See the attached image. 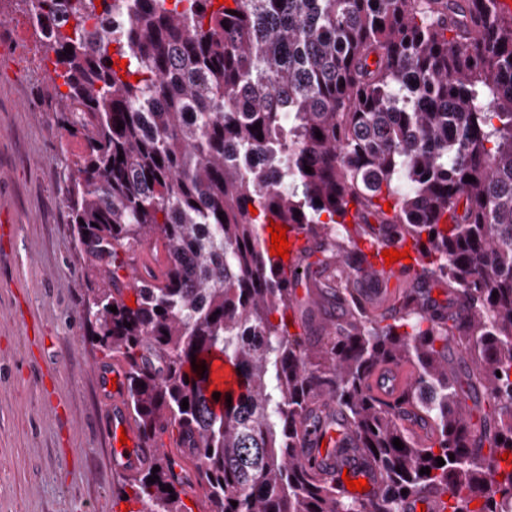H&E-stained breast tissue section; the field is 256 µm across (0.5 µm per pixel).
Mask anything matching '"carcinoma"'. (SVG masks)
Returning a JSON list of instances; mask_svg holds the SVG:
<instances>
[{
	"mask_svg": "<svg viewBox=\"0 0 512 512\" xmlns=\"http://www.w3.org/2000/svg\"><path fill=\"white\" fill-rule=\"evenodd\" d=\"M22 2L84 140L70 168L82 250L100 264L152 238L166 246L164 281L130 289L135 306L97 288L83 315L124 361L144 441L163 423L192 440L208 512H402L425 490L449 493L451 512H512V18L495 0ZM351 211L357 238L372 219L410 238L422 281L461 296L464 313L440 318L405 290L384 324L345 284L332 294L344 333L290 332L294 289L266 226L323 237L363 265L332 239ZM450 341L487 393V456L448 375ZM216 361L237 389L215 383ZM384 363L414 375L392 402L367 386ZM324 397L381 472L371 498L300 459L308 407ZM407 407L428 443L403 425ZM127 485L138 512H191L165 453Z\"/></svg>",
	"mask_w": 512,
	"mask_h": 512,
	"instance_id": "1",
	"label": "carcinoma"
}]
</instances>
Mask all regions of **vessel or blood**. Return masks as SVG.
I'll list each match as a JSON object with an SVG mask.
<instances>
[{
    "mask_svg": "<svg viewBox=\"0 0 512 512\" xmlns=\"http://www.w3.org/2000/svg\"><path fill=\"white\" fill-rule=\"evenodd\" d=\"M287 240L290 244L288 261L294 271L303 268L306 258L325 250L321 242L309 241L294 233L288 234ZM119 260L121 268L114 279V286L122 292L139 281L159 283L167 270L165 252L155 244L120 250ZM369 279L370 287L362 289L361 294L367 312L378 318L391 314V283L404 280L416 287L421 284L415 268L404 267L396 262L388 266L377 260L371 265ZM317 285L316 279H309L307 289L298 291L293 302L295 313L307 323L311 322L312 314L320 302ZM95 376L102 401L104 432L111 445L109 461L112 467L127 475L147 468L152 464L155 453L144 448L141 432L130 413L124 395L123 364L99 366ZM410 380L411 376L406 369L384 365L371 376L369 387L380 399L389 400L398 395ZM310 410L315 427L306 435L302 444L303 456L312 461L318 470L338 477L346 474L353 480L366 479L370 493H377L380 487L378 468L359 448L353 431L340 424L335 403L323 399L311 404ZM123 435L128 438L124 445L119 442ZM447 509V496L430 491L412 495L404 503V512H447Z\"/></svg>",
    "mask_w": 512,
    "mask_h": 512,
    "instance_id": "1",
    "label": "vessel or blood"
}]
</instances>
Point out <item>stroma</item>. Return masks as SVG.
<instances>
[{"mask_svg":"<svg viewBox=\"0 0 512 512\" xmlns=\"http://www.w3.org/2000/svg\"><path fill=\"white\" fill-rule=\"evenodd\" d=\"M40 37L0 0V512H123L83 319L103 286L77 245L67 167L84 144L55 110Z\"/></svg>","mask_w":512,"mask_h":512,"instance_id":"stroma-1","label":"stroma"}]
</instances>
